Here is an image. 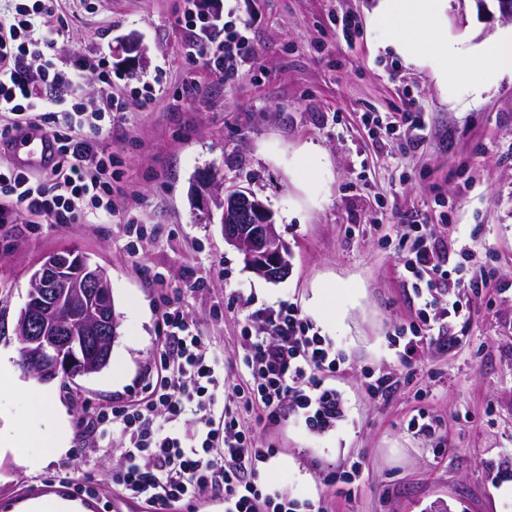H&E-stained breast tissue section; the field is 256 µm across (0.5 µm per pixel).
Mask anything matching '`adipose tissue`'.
Here are the masks:
<instances>
[{"instance_id": "obj_1", "label": "adipose tissue", "mask_w": 512, "mask_h": 512, "mask_svg": "<svg viewBox=\"0 0 512 512\" xmlns=\"http://www.w3.org/2000/svg\"><path fill=\"white\" fill-rule=\"evenodd\" d=\"M373 19L406 66L432 73L444 98H454L456 78L475 97L512 79V29L479 42L450 34L448 0H377ZM32 396L37 410L26 439L18 438L11 422L0 424V457L12 455L17 464L36 472L47 454L70 452L71 435L66 415L54 407L48 390H34Z\"/></svg>"}]
</instances>
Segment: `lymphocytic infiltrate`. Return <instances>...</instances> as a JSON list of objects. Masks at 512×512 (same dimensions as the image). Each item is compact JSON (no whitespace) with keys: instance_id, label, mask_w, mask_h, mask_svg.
Listing matches in <instances>:
<instances>
[{"instance_id":"obj_1","label":"lymphocytic infiltrate","mask_w":512,"mask_h":512,"mask_svg":"<svg viewBox=\"0 0 512 512\" xmlns=\"http://www.w3.org/2000/svg\"><path fill=\"white\" fill-rule=\"evenodd\" d=\"M63 0H17L0 13V148L15 136L41 133L51 143L45 176L36 179L0 161V223L27 213L47 224H108L112 205L113 155L100 146L104 120L124 111L134 95L150 110L158 92L151 82L128 87L112 80V63L97 52L61 59L44 27L68 21ZM239 0H183L179 18L186 31L184 56L224 79L233 63L248 60L249 44L239 29ZM99 83L96 102H82L85 80ZM428 225H412L399 239L410 258L406 269L424 316L399 357L409 363L422 348L441 341L444 327L469 322V298L482 291L486 269L462 274L444 267L431 245ZM265 329L249 337L242 362L253 379L251 392H224V359L168 298H161L164 349L160 371L146 369L143 397L116 400L110 412L84 421L94 443L118 448L122 463L112 483L125 499L146 504L149 512H195L204 492L224 503V512H319L315 501L289 499L260 482L263 464L274 449L258 446L239 428L232 403L261 402L269 416L292 404L311 429L333 427L345 413L341 392L331 379L341 359L331 344L312 334V325L294 303L253 309ZM200 423L182 430L186 413Z\"/></svg>"}]
</instances>
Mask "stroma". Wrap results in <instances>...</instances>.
Here are the masks:
<instances>
[{
  "label": "stroma",
  "mask_w": 512,
  "mask_h": 512,
  "mask_svg": "<svg viewBox=\"0 0 512 512\" xmlns=\"http://www.w3.org/2000/svg\"><path fill=\"white\" fill-rule=\"evenodd\" d=\"M96 3L89 14L68 0L59 57L101 52L128 83L161 74L168 92L146 112L127 98L102 136L123 173L112 200L124 223L0 224V350L21 356L15 324L44 257L73 250L103 268L119 322L109 366L48 384L75 425L116 399L140 397L143 372L159 363L160 294L179 301L223 355L227 387L243 388L246 337L260 325L232 309L234 292L258 308L290 301L310 315L313 290L325 283L336 305L312 324L344 357L334 384L345 416L314 433L286 404L272 422L263 409L245 413L244 426L277 450L263 483L317 500L322 512H512L497 495L512 483V81L448 102L428 71L379 48L375 0H250L251 59L220 82L183 60L182 0ZM345 19L359 27L353 38L342 34ZM511 26L495 0L484 14L474 0H448L451 32L485 38ZM131 40L139 58L124 50ZM190 85L197 94L182 95ZM405 112L422 114V133L402 123ZM309 151L323 167L308 182ZM206 175L227 190L250 189L270 209L290 250L287 277L245 268L219 211L203 208ZM414 221L431 225L449 266L470 272L485 263L493 276L472 297V320L457 327L454 345H432L409 370L392 341L421 323L398 245ZM190 281L199 284L191 293ZM373 374L397 380L396 389L373 395ZM421 413L438 421L435 435L410 428ZM120 462L119 452L80 447L34 473L1 459L0 512L50 494L82 499L90 512L108 498L118 512H142L113 494ZM356 462L358 488L324 484ZM89 476L98 497L78 491Z\"/></svg>",
  "instance_id": "obj_1"
}]
</instances>
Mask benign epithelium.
Listing matches in <instances>:
<instances>
[{
	"label": "benign epithelium",
	"instance_id": "1",
	"mask_svg": "<svg viewBox=\"0 0 512 512\" xmlns=\"http://www.w3.org/2000/svg\"><path fill=\"white\" fill-rule=\"evenodd\" d=\"M222 210L224 240L245 265L272 281L288 273V245L264 203L249 192L210 196ZM115 321L106 274L72 251L49 255L30 278L16 322L24 370L40 381L92 374L109 359Z\"/></svg>",
	"mask_w": 512,
	"mask_h": 512
}]
</instances>
